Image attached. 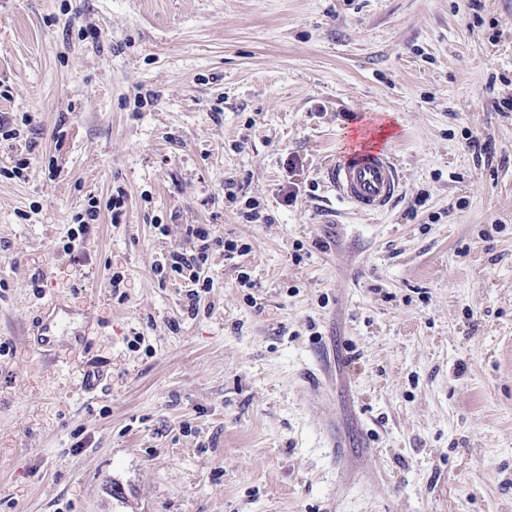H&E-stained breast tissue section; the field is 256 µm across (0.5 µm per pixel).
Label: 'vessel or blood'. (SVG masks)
Segmentation results:
<instances>
[{"label":"vessel or blood","instance_id":"b4317fda","mask_svg":"<svg viewBox=\"0 0 512 512\" xmlns=\"http://www.w3.org/2000/svg\"><path fill=\"white\" fill-rule=\"evenodd\" d=\"M325 182L336 196L363 215L388 209L401 192V178L391 151L361 142L351 151L337 154L323 170ZM102 334L101 322L74 309L61 294L51 295L28 329L42 362L63 371V351L89 345Z\"/></svg>","mask_w":512,"mask_h":512}]
</instances>
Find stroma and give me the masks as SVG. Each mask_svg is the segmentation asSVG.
Instances as JSON below:
<instances>
[{"instance_id":"35a3bbf8","label":"stroma","mask_w":512,"mask_h":512,"mask_svg":"<svg viewBox=\"0 0 512 512\" xmlns=\"http://www.w3.org/2000/svg\"><path fill=\"white\" fill-rule=\"evenodd\" d=\"M509 100L512 0H0V512H512ZM367 126L376 216L322 175ZM187 226L188 236L193 240L196 239L197 242H201V244L197 245L192 254L183 252L170 253L164 263L158 265L157 271L162 275L164 274V276L168 274L188 280L193 286H198L197 288H210L207 278L201 277V270L208 258L207 251L210 248L208 243L209 233L202 225L190 224ZM29 323L28 336L42 362L56 372L65 370L62 352L75 345H91L102 336V323L74 309L61 294H52Z\"/></svg>"}]
</instances>
